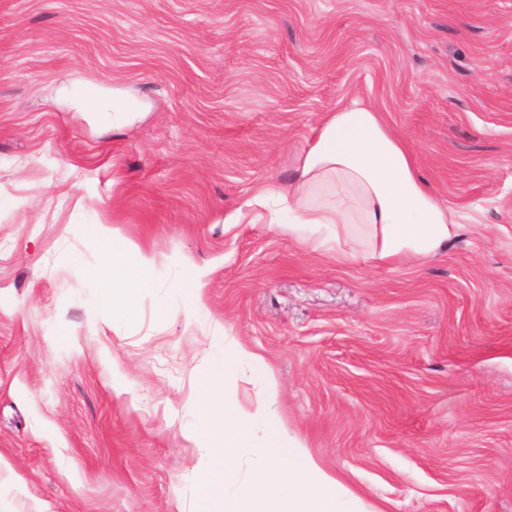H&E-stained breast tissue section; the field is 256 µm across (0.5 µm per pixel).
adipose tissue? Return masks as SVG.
<instances>
[{
    "instance_id": "obj_1",
    "label": "adipose tissue",
    "mask_w": 512,
    "mask_h": 512,
    "mask_svg": "<svg viewBox=\"0 0 512 512\" xmlns=\"http://www.w3.org/2000/svg\"><path fill=\"white\" fill-rule=\"evenodd\" d=\"M52 102L92 113L116 128L134 125L149 110L132 91L101 84L79 94L60 84ZM246 206L265 209L267 223L311 250L322 246L325 232L345 241V255L353 260L428 258L445 249L459 230L383 114L357 100L325 115L299 156L291 183L268 181ZM92 231L106 250L95 274L101 300L113 313L125 314L138 290L155 286L153 260L107 225H93Z\"/></svg>"
}]
</instances>
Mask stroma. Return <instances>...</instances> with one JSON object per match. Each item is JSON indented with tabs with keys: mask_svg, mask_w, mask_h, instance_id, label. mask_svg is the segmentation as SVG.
Returning a JSON list of instances; mask_svg holds the SVG:
<instances>
[{
	"mask_svg": "<svg viewBox=\"0 0 512 512\" xmlns=\"http://www.w3.org/2000/svg\"><path fill=\"white\" fill-rule=\"evenodd\" d=\"M63 80L151 109L115 130L53 107ZM354 100L454 212L437 256L228 223ZM92 224L161 278L125 315ZM218 325L275 381L240 401L368 512H512V0H0V512H189Z\"/></svg>",
	"mask_w": 512,
	"mask_h": 512,
	"instance_id": "35a3bbf8",
	"label": "stroma"
}]
</instances>
